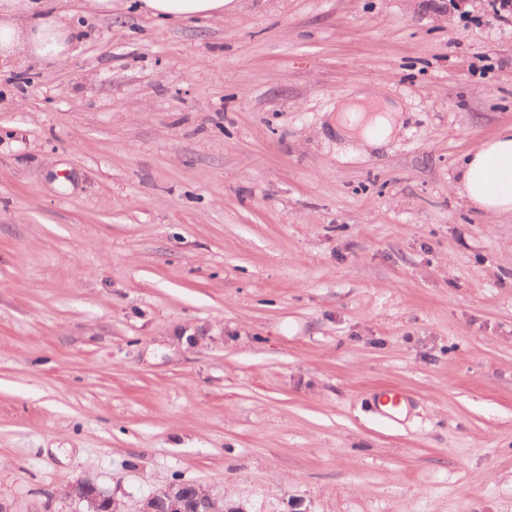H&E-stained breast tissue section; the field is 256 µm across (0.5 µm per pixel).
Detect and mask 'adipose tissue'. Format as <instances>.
<instances>
[{
  "label": "adipose tissue",
  "instance_id": "1",
  "mask_svg": "<svg viewBox=\"0 0 512 512\" xmlns=\"http://www.w3.org/2000/svg\"><path fill=\"white\" fill-rule=\"evenodd\" d=\"M233 0H85L88 11L101 16L136 6L162 20L223 17ZM76 29L70 10L45 8L40 0H0V64H65L76 52ZM371 99L360 93L337 108L336 124L365 147H376L397 129L398 110L382 104L368 114ZM453 189L467 205L488 215L512 213V132L472 148Z\"/></svg>",
  "mask_w": 512,
  "mask_h": 512
}]
</instances>
